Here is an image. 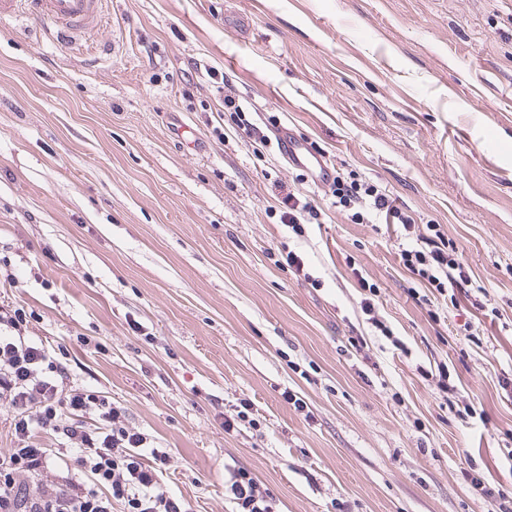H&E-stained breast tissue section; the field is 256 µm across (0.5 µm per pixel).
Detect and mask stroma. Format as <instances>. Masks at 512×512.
<instances>
[{
  "label": "stroma",
  "instance_id": "stroma-1",
  "mask_svg": "<svg viewBox=\"0 0 512 512\" xmlns=\"http://www.w3.org/2000/svg\"><path fill=\"white\" fill-rule=\"evenodd\" d=\"M282 127L440 225L471 282L423 303L399 230L289 166ZM285 189L317 209L303 235ZM364 280L406 351L362 313ZM17 309L67 385L168 452L191 512H232L239 467L274 512H492L463 474L512 497V0H105L72 42L0 17V313ZM441 366L474 418L420 375ZM222 103L224 106V112H233L231 114H235V121L239 131L245 134L248 138H254V142L261 147L266 146V141L262 138L256 129L252 126V124L247 120L245 113L240 105H237L235 100L230 98L229 96H224ZM284 211L281 214V221L296 235L304 232V224H306V214L311 215L312 209L308 204L301 203V200L291 192H287L280 200Z\"/></svg>",
  "mask_w": 512,
  "mask_h": 512
}]
</instances>
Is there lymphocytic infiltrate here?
Masks as SVG:
<instances>
[{
  "instance_id": "obj_1",
  "label": "lymphocytic infiltrate",
  "mask_w": 512,
  "mask_h": 512,
  "mask_svg": "<svg viewBox=\"0 0 512 512\" xmlns=\"http://www.w3.org/2000/svg\"><path fill=\"white\" fill-rule=\"evenodd\" d=\"M330 189L338 206L362 203L376 219L402 226L400 261L428 290L444 296L469 282L439 225L414 234L411 216L357 179L334 177ZM24 316L21 310L0 316V400L15 412V446L0 458V512H112L117 502L125 512H190L163 486L166 452L147 447L144 434L125 427L120 408L106 397L66 388L52 375L54 358L44 343L17 333ZM88 419L97 428H86ZM42 434L61 438V448L38 447ZM61 456L77 465L79 477L54 475ZM228 490L234 512H273L272 496L247 469L230 470Z\"/></svg>"
}]
</instances>
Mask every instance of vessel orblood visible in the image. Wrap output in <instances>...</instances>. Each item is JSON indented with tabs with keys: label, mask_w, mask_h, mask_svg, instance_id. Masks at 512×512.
Returning a JSON list of instances; mask_svg holds the SVG:
<instances>
[{
	"label": "vessel or blood",
	"mask_w": 512,
	"mask_h": 512,
	"mask_svg": "<svg viewBox=\"0 0 512 512\" xmlns=\"http://www.w3.org/2000/svg\"><path fill=\"white\" fill-rule=\"evenodd\" d=\"M102 0H0V15L23 12L47 21L61 38L91 29L100 13ZM278 146L289 165L308 172L316 183L326 184L333 169L326 158L315 152L307 141L283 130Z\"/></svg>",
	"instance_id": "b4317fda"
}]
</instances>
